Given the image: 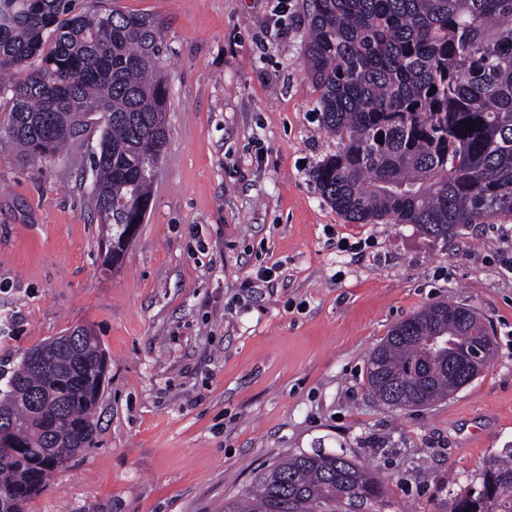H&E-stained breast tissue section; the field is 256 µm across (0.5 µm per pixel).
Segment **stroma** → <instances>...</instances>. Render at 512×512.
<instances>
[{
    "label": "stroma",
    "mask_w": 512,
    "mask_h": 512,
    "mask_svg": "<svg viewBox=\"0 0 512 512\" xmlns=\"http://www.w3.org/2000/svg\"><path fill=\"white\" fill-rule=\"evenodd\" d=\"M161 25L168 140L119 263L88 200V130L55 157L0 141V388L84 327L108 371L91 447L27 512H224L255 475L320 448L386 486L382 512H448L512 448V216L431 241L354 224L313 173L339 148L302 66L304 0H85ZM489 323L495 355L423 408L370 391V352L434 302Z\"/></svg>",
    "instance_id": "stroma-1"
}]
</instances>
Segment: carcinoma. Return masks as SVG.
Masks as SVG:
<instances>
[{
  "mask_svg": "<svg viewBox=\"0 0 512 512\" xmlns=\"http://www.w3.org/2000/svg\"><path fill=\"white\" fill-rule=\"evenodd\" d=\"M304 67L324 129L340 148L314 171L323 199L354 224H413L447 240L462 224L512 216V0H312ZM160 25L83 0H0V137L29 156L57 153L106 109L89 155L92 209L120 239L147 212L151 163L167 142ZM436 91H431V88ZM471 122L472 130L465 129ZM444 336L484 345L475 312L446 302L396 324L369 354L367 381L389 406L436 404L458 392ZM43 350L48 364L30 355ZM107 370L87 329L30 349L5 388L0 512H25L52 475L89 446ZM36 393L33 406L30 393ZM380 479L342 455L290 453L259 472L224 512H377ZM449 512H512V448L478 467V485Z\"/></svg>",
  "mask_w": 512,
  "mask_h": 512,
  "instance_id": "1",
  "label": "carcinoma"
}]
</instances>
